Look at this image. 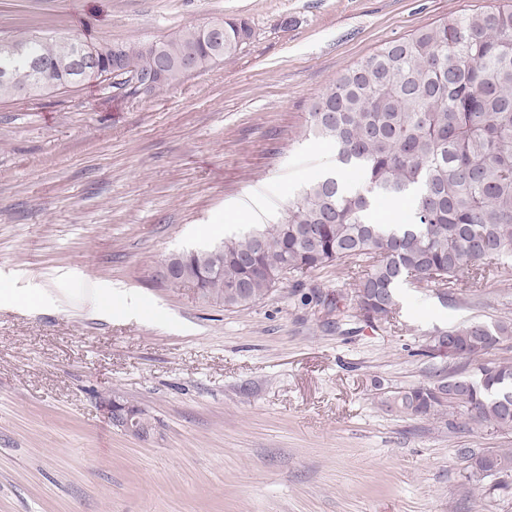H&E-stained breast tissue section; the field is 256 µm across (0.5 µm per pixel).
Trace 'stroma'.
<instances>
[{
    "instance_id": "obj_1",
    "label": "stroma",
    "mask_w": 512,
    "mask_h": 512,
    "mask_svg": "<svg viewBox=\"0 0 512 512\" xmlns=\"http://www.w3.org/2000/svg\"><path fill=\"white\" fill-rule=\"evenodd\" d=\"M512 0H0V39L137 44L221 17L232 58L150 94L103 85L0 100V512H512L463 448L512 430L387 414L386 393L464 362L436 329L512 318V267L448 299L404 286L355 319L328 266L227 308L163 277L175 253L277 223L335 170L314 102L386 42ZM253 210L254 222L237 215ZM342 293L345 313L319 303ZM154 423L135 438L103 403Z\"/></svg>"
}]
</instances>
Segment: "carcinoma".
Wrapping results in <instances>:
<instances>
[{
  "instance_id": "1",
  "label": "carcinoma",
  "mask_w": 512,
  "mask_h": 512,
  "mask_svg": "<svg viewBox=\"0 0 512 512\" xmlns=\"http://www.w3.org/2000/svg\"><path fill=\"white\" fill-rule=\"evenodd\" d=\"M252 36L243 18L224 21V52L186 28L159 40L175 51L197 44L202 69L224 61ZM21 52L0 80V100L14 97L33 67L56 80L59 38H20ZM123 63L101 60L112 73L131 67L142 76L156 59L144 45H125ZM311 132L333 149L343 170L359 173L361 187L346 189L333 176L313 180L288 204L281 220L224 240V277L206 298L226 307L256 304L279 285L331 265L354 270L356 317L374 323L399 305V290L425 283L445 288L464 275L477 284L486 268L512 264V7L492 6L383 44L325 89L311 112ZM413 195L406 224L371 217L374 195ZM253 253L267 271L252 276L236 258ZM451 336L454 358L470 369L436 375L426 385L396 391L385 411L410 418L446 411L462 426L512 429V362L478 360L512 338V318L473 321L437 331ZM469 477L491 481L488 492L512 489V450L462 448Z\"/></svg>"
}]
</instances>
